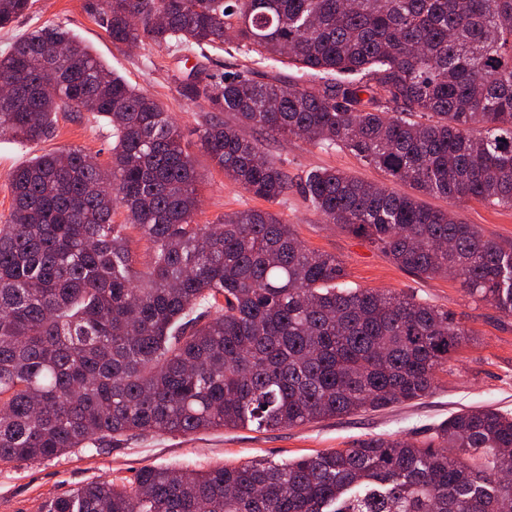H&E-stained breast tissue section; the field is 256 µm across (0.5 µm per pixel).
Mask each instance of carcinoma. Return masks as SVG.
<instances>
[{
  "instance_id": "carcinoma-1",
  "label": "carcinoma",
  "mask_w": 512,
  "mask_h": 512,
  "mask_svg": "<svg viewBox=\"0 0 512 512\" xmlns=\"http://www.w3.org/2000/svg\"><path fill=\"white\" fill-rule=\"evenodd\" d=\"M112 42L190 51L224 39L288 61L290 87L229 71L183 85L228 116L215 167L277 203L288 174L240 129L347 150L402 194L333 168L300 178L329 224L422 278L456 275L512 318V246L420 196L512 208V0H106ZM31 0H0V28ZM160 12L163 21L151 17ZM68 56L44 87L53 47ZM0 135L49 139L58 112L112 127V163L80 149L10 175L0 224V462H42L129 432L276 430L417 401L468 341L454 315L358 288L266 210L195 222L198 174L163 107L60 25L0 54ZM124 223H114L117 211ZM147 243L137 267L132 236ZM41 512H512V415L471 408L426 440L367 438L292 460L185 474L144 467Z\"/></svg>"
}]
</instances>
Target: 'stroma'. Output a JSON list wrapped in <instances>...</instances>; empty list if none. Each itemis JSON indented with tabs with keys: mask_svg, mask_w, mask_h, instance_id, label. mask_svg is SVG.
Segmentation results:
<instances>
[{
	"mask_svg": "<svg viewBox=\"0 0 512 512\" xmlns=\"http://www.w3.org/2000/svg\"><path fill=\"white\" fill-rule=\"evenodd\" d=\"M103 0H32L31 9L8 28L0 29V53L15 37L47 24L66 26L84 39L94 54L133 86L154 97L178 124L199 177L200 199L195 220L209 224L224 214L247 209H272L293 225L310 249L343 261L354 285L391 292H411L447 309L469 330L470 341L454 355L428 397L379 411H362L274 431L210 429L188 435H132L102 448H85L38 464H0V512H39L42 502L102 479L133 478L146 466L187 471L259 458L276 461L351 448L361 440L428 437L459 410L489 406L512 414V318L502 317L474 300L451 278L417 277L392 263L367 240L325 223L292 188L280 203L253 198L215 168L199 141V130L212 116L208 102L185 97L182 83L228 71L254 68L256 78L281 76L296 81L300 72L285 64H253L250 55L228 44L184 53L143 42L130 48L113 43L99 22ZM259 139L265 153L299 179L308 170L336 168L374 184H385L383 173L351 153L266 133L246 132ZM112 130L88 112H64L50 139L38 144L0 137V221L8 217L12 197L9 176L35 155L82 150L98 164L111 163ZM460 217L478 225L487 238L512 243V209L469 202Z\"/></svg>",
	"mask_w": 512,
	"mask_h": 512,
	"instance_id": "35a3bbf8",
	"label": "stroma"
}]
</instances>
